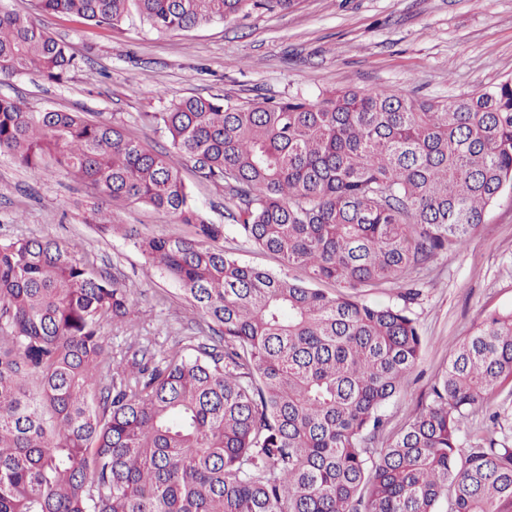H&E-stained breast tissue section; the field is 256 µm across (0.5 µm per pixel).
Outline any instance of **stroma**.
I'll return each instance as SVG.
<instances>
[{"label":"stroma","mask_w":512,"mask_h":512,"mask_svg":"<svg viewBox=\"0 0 512 512\" xmlns=\"http://www.w3.org/2000/svg\"><path fill=\"white\" fill-rule=\"evenodd\" d=\"M37 21L85 63L61 86L27 74L0 80V96L21 100L31 112L119 120L128 136L163 152L168 142L139 115L186 96L248 101L356 88L450 101L512 79V0H301L292 11L254 10L167 34L137 20L114 29L64 15ZM181 175L207 221L224 223L223 186L202 180L188 161ZM90 206L85 186L63 173L35 181L0 157V239H55L93 258L96 270L134 285V326L104 324L109 348L128 347L138 335L169 346L199 332L202 319L176 285L145 265L127 239L89 224ZM112 213L150 235L192 234L145 206H116ZM418 290L409 308L422 335L421 358L381 410L390 433L427 404L450 351L484 315L512 309V188L463 250L432 264Z\"/></svg>","instance_id":"stroma-1"}]
</instances>
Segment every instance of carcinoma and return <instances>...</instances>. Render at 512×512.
<instances>
[{"instance_id":"obj_1","label":"carcinoma","mask_w":512,"mask_h":512,"mask_svg":"<svg viewBox=\"0 0 512 512\" xmlns=\"http://www.w3.org/2000/svg\"><path fill=\"white\" fill-rule=\"evenodd\" d=\"M35 10L159 33L298 0H33ZM78 68L29 15L0 5V76L62 85ZM140 119L170 150L80 112L0 97V155L33 179L83 183L94 223L122 234L206 322L161 359L150 339L107 348L133 286L53 239L0 241V512H512V446L471 443L512 386V310L476 325L426 407L377 448L382 407L419 360L405 305L368 304L456 254L512 186V79L450 102L379 90L280 100L188 96ZM224 185L229 227L304 277L215 246L226 225L193 202L179 165ZM163 212L194 237L150 236L103 211Z\"/></svg>"}]
</instances>
